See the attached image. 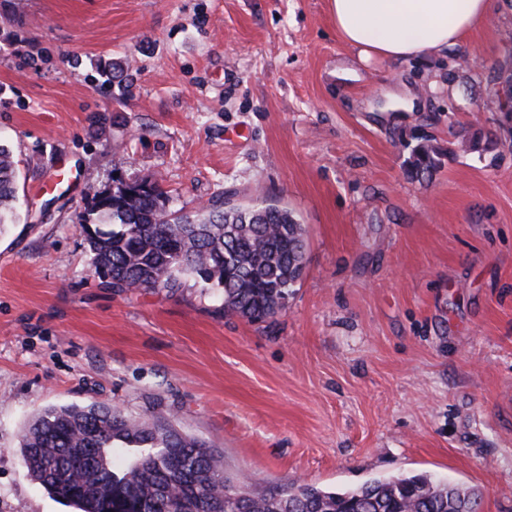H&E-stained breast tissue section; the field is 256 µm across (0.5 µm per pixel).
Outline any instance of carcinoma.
I'll use <instances>...</instances> for the list:
<instances>
[{
	"label": "carcinoma",
	"instance_id": "cac0c4a2",
	"mask_svg": "<svg viewBox=\"0 0 512 512\" xmlns=\"http://www.w3.org/2000/svg\"><path fill=\"white\" fill-rule=\"evenodd\" d=\"M439 151L413 147L407 169L428 178ZM17 168L0 145V229L13 223ZM92 271L135 293L175 292L192 278L223 298L226 316L274 319L305 270V229L285 207H243L216 197L194 212L173 209L156 181L122 178L93 190L78 219ZM23 463L41 487L80 512H460L475 491L426 475L374 481L338 493L299 480L260 490L229 471L207 442L182 433L175 418L145 419L120 407L49 406L21 436Z\"/></svg>",
	"mask_w": 512,
	"mask_h": 512
}]
</instances>
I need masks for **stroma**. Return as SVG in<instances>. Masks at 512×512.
<instances>
[{"instance_id":"stroma-1","label":"stroma","mask_w":512,"mask_h":512,"mask_svg":"<svg viewBox=\"0 0 512 512\" xmlns=\"http://www.w3.org/2000/svg\"><path fill=\"white\" fill-rule=\"evenodd\" d=\"M122 62L127 90L102 70ZM512 0L422 60H361L327 0H0V512H74L29 476L51 405L171 412L259 485L431 474L512 512ZM493 135L477 155L462 138ZM440 152L406 172L417 136ZM159 181L192 211L276 203L306 268L274 320L213 291L126 293L90 271L91 188ZM17 200V168L12 151L0 145V230L12 224Z\"/></svg>"}]
</instances>
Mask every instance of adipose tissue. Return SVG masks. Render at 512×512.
Masks as SVG:
<instances>
[{
    "mask_svg": "<svg viewBox=\"0 0 512 512\" xmlns=\"http://www.w3.org/2000/svg\"><path fill=\"white\" fill-rule=\"evenodd\" d=\"M336 33L363 59L436 56L484 24L492 0H329Z\"/></svg>",
    "mask_w": 512,
    "mask_h": 512,
    "instance_id": "ef3b65f1",
    "label": "adipose tissue"
}]
</instances>
